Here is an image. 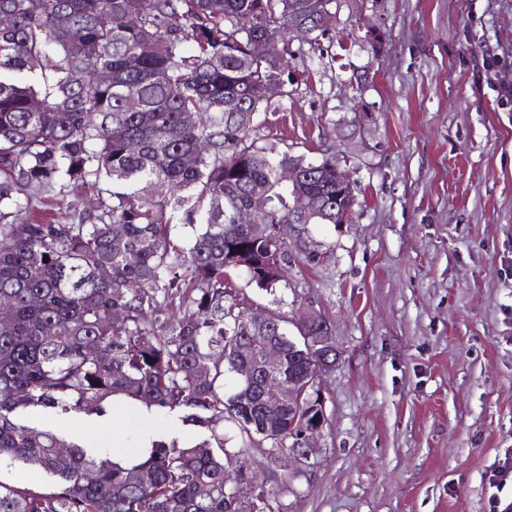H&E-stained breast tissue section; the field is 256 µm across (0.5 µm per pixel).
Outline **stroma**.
<instances>
[{
    "label": "stroma",
    "mask_w": 512,
    "mask_h": 512,
    "mask_svg": "<svg viewBox=\"0 0 512 512\" xmlns=\"http://www.w3.org/2000/svg\"><path fill=\"white\" fill-rule=\"evenodd\" d=\"M367 23L375 53L349 38ZM335 31L320 63L290 43V94L253 136L335 152L352 219L289 226L286 281L239 290L251 311L327 317L328 422L304 473L260 441L239 462L282 512H488L492 465L512 451V105L490 88L512 84V0H336ZM487 50L488 84L474 76ZM48 420L107 445L137 426L121 411Z\"/></svg>",
    "instance_id": "obj_1"
}]
</instances>
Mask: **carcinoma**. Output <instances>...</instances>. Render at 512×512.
<instances>
[{"mask_svg":"<svg viewBox=\"0 0 512 512\" xmlns=\"http://www.w3.org/2000/svg\"><path fill=\"white\" fill-rule=\"evenodd\" d=\"M335 3L0 0L13 17L0 29V463L53 478L46 491L0 483V512H275L270 490L230 477L239 452L226 447L224 423L266 443L271 459L327 418L312 390L294 409L264 412L267 373L241 382L238 347L287 336L273 374L298 383L318 366L315 343L330 324L314 312L290 332L288 317L268 309V325L256 326L232 274L274 292L291 261L274 225L338 224L355 193L337 179L334 152L308 160L258 145L256 114L275 102L251 90L292 83L293 17L312 47L332 35ZM256 39L269 44L263 60ZM288 166L309 178L281 183ZM77 189L86 202L72 223L33 220L35 205ZM260 193L264 234L236 221ZM300 196L314 202L306 217L292 211ZM114 395L207 434L160 440L128 467L18 419L32 407L103 417Z\"/></svg>","mask_w":512,"mask_h":512,"instance_id":"cac0c4a2","label":"carcinoma"}]
</instances>
